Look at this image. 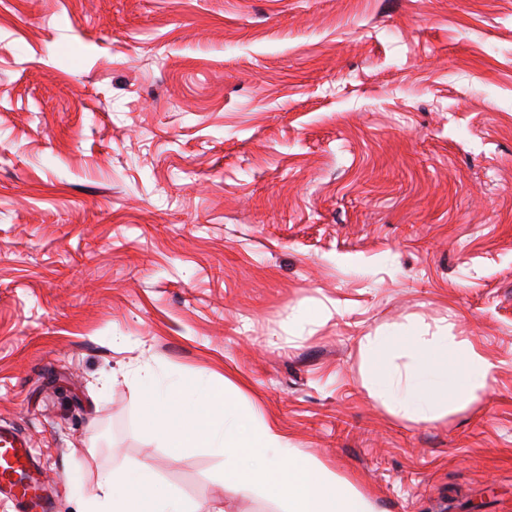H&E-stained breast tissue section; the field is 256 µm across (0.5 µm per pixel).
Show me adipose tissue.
<instances>
[{
  "mask_svg": "<svg viewBox=\"0 0 512 512\" xmlns=\"http://www.w3.org/2000/svg\"><path fill=\"white\" fill-rule=\"evenodd\" d=\"M412 351L415 360L399 368L393 355ZM364 385L370 396L410 421L433 422L472 404L493 380L492 362L469 341L448 335L428 339L407 331L367 336L360 342ZM158 478L146 464L104 473L99 492L85 503V512H206L188 496L157 490Z\"/></svg>",
  "mask_w": 512,
  "mask_h": 512,
  "instance_id": "obj_1",
  "label": "adipose tissue"
}]
</instances>
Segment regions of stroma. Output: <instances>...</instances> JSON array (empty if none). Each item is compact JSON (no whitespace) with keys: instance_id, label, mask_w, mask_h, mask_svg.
I'll use <instances>...</instances> for the list:
<instances>
[{"instance_id":"1","label":"stroma","mask_w":512,"mask_h":512,"mask_svg":"<svg viewBox=\"0 0 512 512\" xmlns=\"http://www.w3.org/2000/svg\"><path fill=\"white\" fill-rule=\"evenodd\" d=\"M408 327L491 386L392 415L360 341ZM149 373L376 512H512V0H0V422L49 512L142 463L284 512L148 432Z\"/></svg>"}]
</instances>
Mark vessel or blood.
<instances>
[{
    "label": "vessel or blood",
    "mask_w": 512,
    "mask_h": 512,
    "mask_svg": "<svg viewBox=\"0 0 512 512\" xmlns=\"http://www.w3.org/2000/svg\"><path fill=\"white\" fill-rule=\"evenodd\" d=\"M31 459L26 441L11 427L1 424L0 493L13 499L19 512H40L42 507Z\"/></svg>",
    "instance_id": "1"
}]
</instances>
